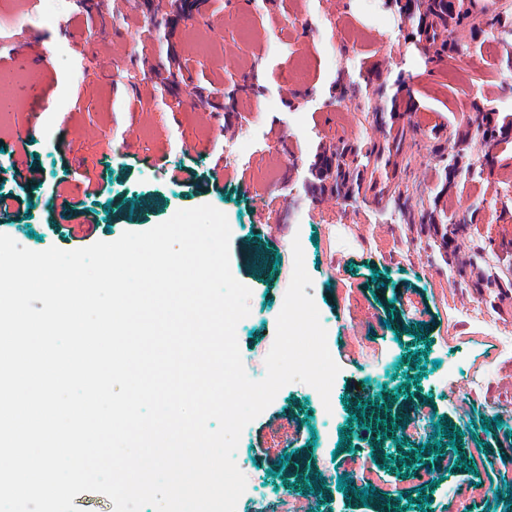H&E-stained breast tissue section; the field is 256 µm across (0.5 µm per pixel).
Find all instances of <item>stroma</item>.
Here are the masks:
<instances>
[{"label": "stroma", "instance_id": "35a3bbf8", "mask_svg": "<svg viewBox=\"0 0 512 512\" xmlns=\"http://www.w3.org/2000/svg\"><path fill=\"white\" fill-rule=\"evenodd\" d=\"M506 16L512 0L473 8L448 29L463 55L439 56L387 0H206L181 15L168 0H0V28L27 32L46 60L5 64L14 108L0 125V190L15 187L14 165L35 163L43 180L18 189L25 204L0 232L34 251L74 250L59 212L75 226L92 210L95 243L212 205L228 219L231 272L251 290L239 350L260 361L300 240L305 292L340 371L330 413L295 382L243 429L238 448L264 491L303 497L306 512H377L384 498L395 512H512V422L493 424L512 405V355L500 351L512 338V144L485 154L474 123L479 110L512 122ZM171 47L181 70L165 88ZM452 65L470 72L467 87L449 82ZM379 102L407 116L402 197L320 190L327 150L379 143ZM452 138L472 161L455 175ZM178 165L198 180L173 182ZM274 168L277 182L260 180ZM458 220L466 233L443 247L439 226ZM361 401L391 417L424 409L456 444L433 452L431 433L416 455L398 431L351 420ZM372 447L368 497L338 490L354 450Z\"/></svg>", "mask_w": 512, "mask_h": 512}]
</instances>
